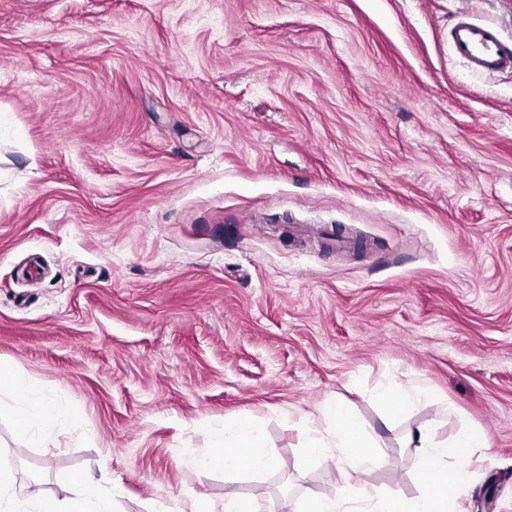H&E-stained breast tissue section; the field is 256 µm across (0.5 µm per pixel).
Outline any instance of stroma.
<instances>
[{
  "label": "stroma",
  "mask_w": 512,
  "mask_h": 512,
  "mask_svg": "<svg viewBox=\"0 0 512 512\" xmlns=\"http://www.w3.org/2000/svg\"><path fill=\"white\" fill-rule=\"evenodd\" d=\"M512 0H0V359L64 425L0 464L120 512L338 498L318 409L383 451L356 485L416 496L406 444L476 425L465 512H512ZM430 392L386 420L380 384ZM274 471L197 467L225 421ZM450 35L455 54L472 70L495 73L512 69V49L496 27L464 20L453 27Z\"/></svg>",
  "instance_id": "stroma-1"
}]
</instances>
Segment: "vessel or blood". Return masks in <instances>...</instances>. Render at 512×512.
I'll return each mask as SVG.
<instances>
[{
	"label": "vessel or blood",
	"mask_w": 512,
	"mask_h": 512,
	"mask_svg": "<svg viewBox=\"0 0 512 512\" xmlns=\"http://www.w3.org/2000/svg\"><path fill=\"white\" fill-rule=\"evenodd\" d=\"M451 40L456 55L472 70L495 73L512 69V48L494 26L464 20L453 27Z\"/></svg>",
	"instance_id": "b4317fda"
}]
</instances>
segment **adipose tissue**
Masks as SVG:
<instances>
[{"label":"adipose tissue","instance_id":"1","mask_svg":"<svg viewBox=\"0 0 512 512\" xmlns=\"http://www.w3.org/2000/svg\"><path fill=\"white\" fill-rule=\"evenodd\" d=\"M0 392L14 394L13 413L16 431L26 436L34 429L48 430L61 425L67 417L65 408L45 400L32 402L21 393L12 365L0 362ZM320 414L337 423L333 446L310 441L307 459L332 460L344 481L362 468L377 463L379 453L370 434L358 417L341 401L324 404ZM436 427L428 422L409 437L411 444L421 448L419 467L423 482L415 497L363 493L359 505L311 497L305 500L301 512H453L449 491L466 494L471 479L469 469L471 451L489 444L487 433L479 428L460 431L452 440L435 439ZM206 469L228 473L241 471L262 472L274 467L275 459L267 448L264 433L250 417L242 416L224 426L219 443L201 458ZM74 487L69 497L60 499L30 486L18 483L15 474L0 468V512H113V500L92 475L81 473L71 479Z\"/></svg>","mask_w":512,"mask_h":512}]
</instances>
